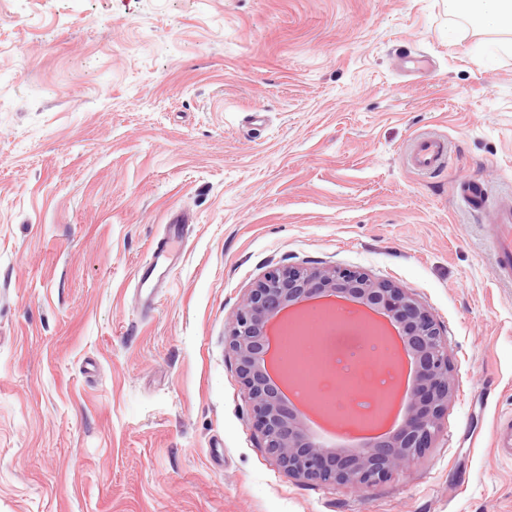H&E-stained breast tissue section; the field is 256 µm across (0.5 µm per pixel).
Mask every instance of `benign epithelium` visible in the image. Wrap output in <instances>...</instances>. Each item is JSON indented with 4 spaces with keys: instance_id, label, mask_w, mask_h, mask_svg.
Here are the masks:
<instances>
[{
    "instance_id": "1",
    "label": "benign epithelium",
    "mask_w": 512,
    "mask_h": 512,
    "mask_svg": "<svg viewBox=\"0 0 512 512\" xmlns=\"http://www.w3.org/2000/svg\"><path fill=\"white\" fill-rule=\"evenodd\" d=\"M344 297L377 310L399 329L415 359V381L398 430L376 434L361 448H326L308 433L301 411L290 405L269 373L272 329L294 306L315 298ZM245 390L263 448L288 477L322 485L369 488L424 458L442 430L454 392L441 328L408 288L336 267L276 268L248 289L225 340Z\"/></svg>"
}]
</instances>
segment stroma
Returning <instances> with one entry per match:
<instances>
[{
    "label": "stroma",
    "instance_id": "stroma-1",
    "mask_svg": "<svg viewBox=\"0 0 512 512\" xmlns=\"http://www.w3.org/2000/svg\"><path fill=\"white\" fill-rule=\"evenodd\" d=\"M510 40L445 0H0V512H512V282L458 203L512 199ZM288 266L410 288L448 339L442 433L368 489L281 472L225 352ZM405 155L415 170L421 173L436 172L447 166L448 141L437 134H422L413 139ZM458 194L466 207L472 212L481 213L488 206L489 196L486 189L477 187L468 180L460 182Z\"/></svg>",
    "mask_w": 512,
    "mask_h": 512
}]
</instances>
